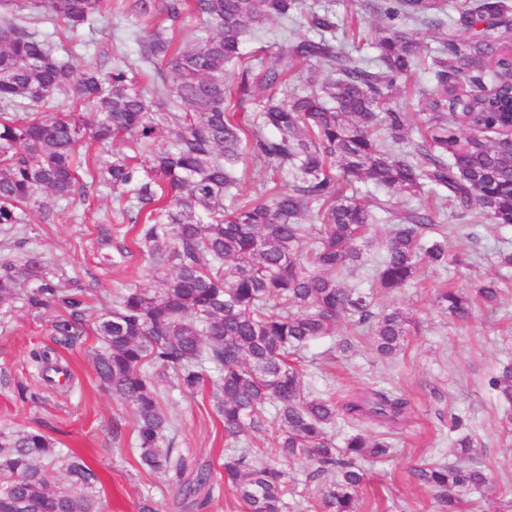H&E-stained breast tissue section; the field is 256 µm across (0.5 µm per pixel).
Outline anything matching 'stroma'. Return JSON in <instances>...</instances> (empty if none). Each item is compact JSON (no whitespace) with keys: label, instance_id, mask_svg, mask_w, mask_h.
I'll list each match as a JSON object with an SVG mask.
<instances>
[{"label":"stroma","instance_id":"1","mask_svg":"<svg viewBox=\"0 0 512 512\" xmlns=\"http://www.w3.org/2000/svg\"><path fill=\"white\" fill-rule=\"evenodd\" d=\"M139 21L129 11L120 17L103 11L93 29H81L77 35L83 43L80 64L100 67L134 59L137 45L118 42L115 35L118 28H133ZM286 29L298 37L306 33L297 23L276 20L266 26L261 40H245L242 53L271 65ZM112 208L111 198L91 192L75 196L49 221L30 211L29 246L42 252L57 274L80 278L92 288L94 303L86 334L71 348L55 346L53 312L36 315L20 307L0 310V430L38 428L58 448L74 451L99 478L104 512H139L148 498L156 502L159 512H244L232 488H225L222 497L201 511L178 496L174 481L146 473L134 451L136 422L131 411L101 387L95 374L93 359L101 346L96 325L113 293L130 286L159 285L139 251L121 257L115 244L102 242L100 229ZM450 248L458 261L448 269H423L419 284L378 295L379 308L402 307L414 320L394 359L379 355L367 336L344 348L332 339H319L303 354L306 386L337 405L371 390L408 402V413L391 436L389 454L363 464L367 482L358 495L373 512H441L440 505L413 482L410 472L421 463H454L452 444L467 434L490 471L488 497L512 498V408L488 384L501 365L512 360V287L504 291L496 309H477L466 325L443 313L432 293L444 280L468 285L493 275L496 250L512 251V226L469 225L465 235L451 240ZM35 347L52 348L53 358L70 370L72 386H49L42 381L29 360ZM218 381L217 374H208L197 392L172 391L165 403L175 448L189 463H208L216 469L231 451L211 399ZM22 384L40 393V403L19 398ZM276 462L299 490L298 496L290 498L288 512H314L316 496L330 481V474L313 480L306 460Z\"/></svg>","mask_w":512,"mask_h":512}]
</instances>
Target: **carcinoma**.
Segmentation results:
<instances>
[{"instance_id": "1", "label": "carcinoma", "mask_w": 512, "mask_h": 512, "mask_svg": "<svg viewBox=\"0 0 512 512\" xmlns=\"http://www.w3.org/2000/svg\"><path fill=\"white\" fill-rule=\"evenodd\" d=\"M132 2L144 19L133 33L138 60L103 71L77 65L75 39L101 15L105 0H0L14 19L0 25V309L20 303L57 312L54 342L69 348L86 333L89 289L63 283L44 256L10 237L28 211H51L87 190L116 202L102 233L111 240L133 224L134 244L160 274L158 288H124L96 327L104 350L94 358L100 384L133 413L136 452L149 471L173 476L185 500L203 507L234 488L246 512H285L296 493L274 464H251L247 449L224 457L223 477L210 465L189 466L172 448L162 411L164 390L193 393L209 372L221 383L213 405L224 438L244 444L268 424L273 408L275 456L299 457L336 474L320 492L318 512H360V460L389 453L392 443L355 432L335 446L329 429L336 405L306 392L293 357L312 341L368 333L378 354L396 355L411 318L399 307L375 311L376 296L403 287L420 267L446 268L451 233L466 224L512 225V0H371L379 18L372 60L356 58L338 33L347 22L324 6L300 0H168L165 11L201 21L194 45H174L152 24V0ZM50 7L52 31L35 25ZM301 15L314 38L281 37L273 65L255 71L240 52L244 37L272 19ZM420 25L441 31L425 63ZM326 78L309 88L290 85L303 63ZM240 66L234 88L224 66ZM429 84H409L419 70ZM273 89L247 125L251 86ZM415 90L423 114L411 137L401 101ZM73 112L46 115L57 96ZM95 112L93 124L75 112ZM175 128L157 144L161 126ZM117 137L132 153L110 151ZM91 182L78 170L93 145ZM274 166L284 186L237 193L246 158ZM415 198L382 199L359 186ZM395 223L375 265L371 287L346 288L337 275L366 265L374 213ZM496 276L461 288L437 289V306L468 320L477 303L489 307L512 277V251L497 252ZM42 379L69 377L50 351L33 350ZM489 385L512 405V363ZM406 402L373 391L349 401L346 415L395 427ZM459 462L420 464L412 478L432 491L446 512H464L491 483L469 436L456 439ZM97 476L62 452L39 429L0 432V512H103Z\"/></svg>"}]
</instances>
